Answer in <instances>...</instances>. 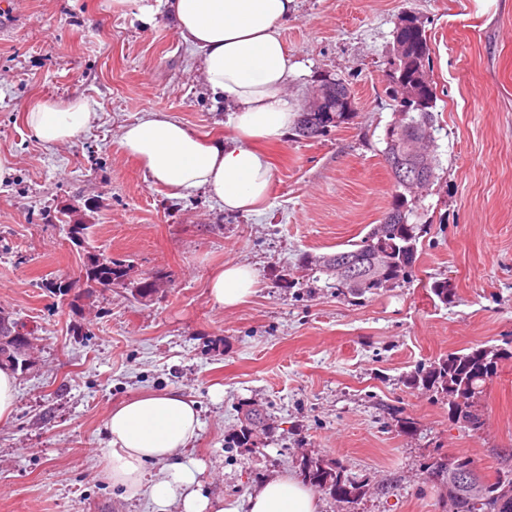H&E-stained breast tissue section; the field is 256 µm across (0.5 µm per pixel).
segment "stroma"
<instances>
[{
    "label": "stroma",
    "mask_w": 512,
    "mask_h": 512,
    "mask_svg": "<svg viewBox=\"0 0 512 512\" xmlns=\"http://www.w3.org/2000/svg\"><path fill=\"white\" fill-rule=\"evenodd\" d=\"M0 10V312L27 325L29 365L0 421V512H152L105 477L104 423L116 404L178 388L203 426L185 458L206 490L245 500L305 459L364 482L355 502L318 493L320 512H448L428 463L464 453L493 474L512 448V359L485 387L471 434L448 401L411 387L418 365L512 336V0H297L283 30L295 69L288 99L338 74L358 111L324 137L265 144L274 178L262 212L228 214L206 194L171 197L118 147L123 127L164 112L228 138L229 102L204 87L194 50L164 17L113 0H8ZM425 23L437 87L438 176L420 209L430 230L410 282L354 295L327 287L307 256L360 240L388 206L381 151L395 113L385 93L402 13ZM85 97L98 123L41 144L26 124L42 98ZM91 230L83 244L69 225ZM126 261L130 279L170 276L151 301L116 287L51 293L88 253ZM246 263L256 294L215 306L207 281ZM448 279V303L429 286ZM262 411L248 444L231 435ZM413 423L403 430L401 420Z\"/></svg>",
    "instance_id": "35a3bbf8"
}]
</instances>
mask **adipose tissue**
Instances as JSON below:
<instances>
[{"mask_svg": "<svg viewBox=\"0 0 512 512\" xmlns=\"http://www.w3.org/2000/svg\"><path fill=\"white\" fill-rule=\"evenodd\" d=\"M164 15L199 57L207 89L229 99L231 138L208 139L182 121L150 112L124 126L119 147L139 161L151 184L172 196L209 194L228 213H256L266 203L273 179L263 142L287 136L295 118L286 96L292 68L282 30L293 19L295 0H161ZM44 145L78 140L99 120L85 99H42L25 115ZM251 266L228 264L210 276L208 293L219 307L245 303L255 292ZM202 426L196 401L182 391L144 393L113 407L106 476L127 500L147 498L153 512H319L310 489L280 472L245 501L203 494L204 466L184 462Z\"/></svg>", "mask_w": 512, "mask_h": 512, "instance_id": "obj_1", "label": "adipose tissue"}]
</instances>
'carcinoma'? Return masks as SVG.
<instances>
[{"label": "carcinoma", "instance_id": "obj_1", "mask_svg": "<svg viewBox=\"0 0 512 512\" xmlns=\"http://www.w3.org/2000/svg\"><path fill=\"white\" fill-rule=\"evenodd\" d=\"M394 41L400 44L401 52L389 62L390 83H400L413 89L416 106L407 113L406 121L412 125L414 132L433 144L434 132L438 130V114L435 113L437 93L431 78L424 77L421 71L422 61L429 59L430 55L425 32L401 23L395 28ZM318 83L327 87L324 111L300 113L295 125V133L300 138L324 136L350 120L357 111L355 96L345 78L340 75L323 77ZM394 188L392 201L380 224L370 229L360 241L350 244V248L316 256L311 261L318 272L334 280L331 287H347L334 275L336 260L361 265L369 251L376 247L388 253L390 263L384 271L368 275L358 288L359 293L405 283L413 278L418 244L423 234L427 233V228L424 224L410 222L417 210V199L407 196L408 190L397 182ZM83 270L82 278L86 284L109 290L127 277L128 265L110 256L91 253L86 257ZM159 287L160 278H142L133 283L132 296L139 302H147ZM493 357L499 362L512 359V339H505L500 345L451 352L430 366L416 370L411 375V383L417 387L431 388L448 397L449 417L476 434L485 425L483 415L477 409L478 400L487 381L497 374V370H491L488 366ZM498 459L494 475L483 477V492L479 498L473 499L455 485L448 484V497L457 501V512H512V449L502 450ZM471 466L473 462L469 456L456 455L445 462L435 460L428 469L435 474ZM302 474L309 483L318 485L338 502L350 501L363 488V483L357 478L345 475L342 470L324 467L317 459L304 462Z\"/></svg>", "mask_w": 512, "mask_h": 512}]
</instances>
